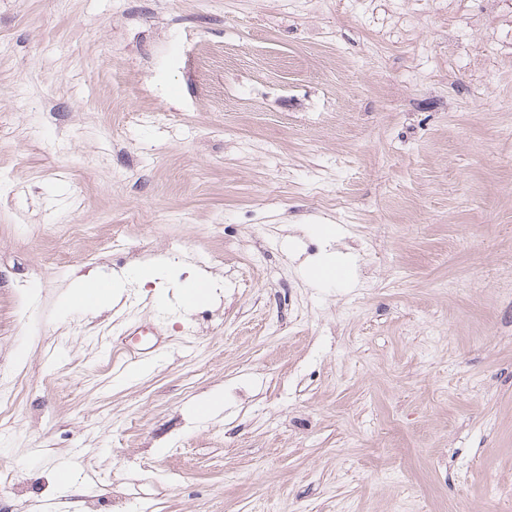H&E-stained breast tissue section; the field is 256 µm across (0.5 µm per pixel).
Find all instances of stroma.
<instances>
[{
	"label": "stroma",
	"mask_w": 512,
	"mask_h": 512,
	"mask_svg": "<svg viewBox=\"0 0 512 512\" xmlns=\"http://www.w3.org/2000/svg\"><path fill=\"white\" fill-rule=\"evenodd\" d=\"M0 388V512H512V0H0ZM121 281H96L78 284L71 290L68 296L67 305L69 308L79 306H92L102 305L112 299V294L122 286ZM98 288H90L91 286Z\"/></svg>",
	"instance_id": "obj_1"
}]
</instances>
